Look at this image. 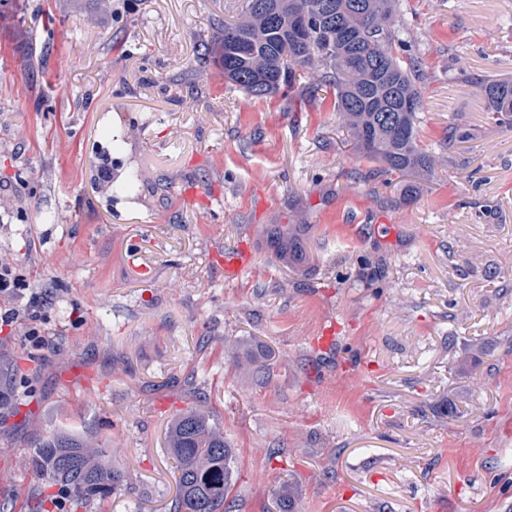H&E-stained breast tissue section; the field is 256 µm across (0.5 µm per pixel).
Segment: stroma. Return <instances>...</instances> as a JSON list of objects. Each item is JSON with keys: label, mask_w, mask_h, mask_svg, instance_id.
I'll list each match as a JSON object with an SVG mask.
<instances>
[{"label": "stroma", "mask_w": 512, "mask_h": 512, "mask_svg": "<svg viewBox=\"0 0 512 512\" xmlns=\"http://www.w3.org/2000/svg\"><path fill=\"white\" fill-rule=\"evenodd\" d=\"M243 2L0 8V260L33 284L0 333V512H29L26 460L57 429L122 474L62 512H175L166 433L191 405L233 452L236 512H512V127L479 92L512 81V0H398L438 159L414 178L354 149L332 92L194 83L200 40ZM105 153L113 182L139 171L138 198L98 186ZM189 183L203 202L182 201ZM273 224L297 238L288 261ZM237 249L226 275L216 257Z\"/></svg>", "instance_id": "1"}]
</instances>
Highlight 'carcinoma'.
<instances>
[{
    "instance_id": "cac0c4a2",
    "label": "carcinoma",
    "mask_w": 512,
    "mask_h": 512,
    "mask_svg": "<svg viewBox=\"0 0 512 512\" xmlns=\"http://www.w3.org/2000/svg\"><path fill=\"white\" fill-rule=\"evenodd\" d=\"M395 0H245L240 21L224 23L196 57L193 76L210 65L257 98L295 84L311 98L333 89L335 107L363 157L401 177L434 170L436 157L418 139V60L401 38ZM487 111L512 123V81L483 86ZM138 196L130 171L116 188ZM167 445L176 461V512H220L233 486L232 452L210 412L190 406L175 417ZM29 466L42 480L65 486L81 501L104 500L120 486L101 449L70 430L40 438Z\"/></svg>"
}]
</instances>
